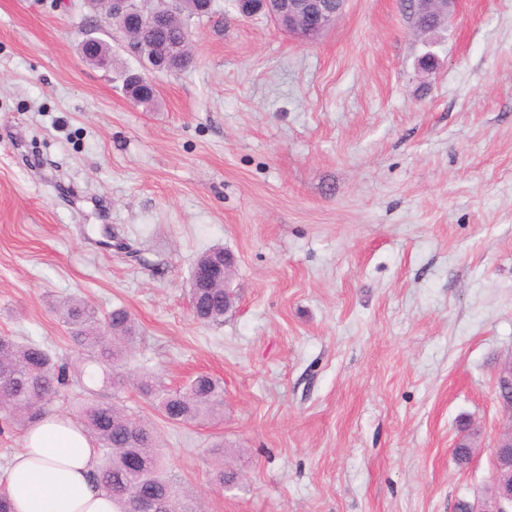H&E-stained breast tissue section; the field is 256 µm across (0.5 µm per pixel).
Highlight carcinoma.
Wrapping results in <instances>:
<instances>
[{
	"label": "carcinoma",
	"instance_id": "cac0c4a2",
	"mask_svg": "<svg viewBox=\"0 0 512 512\" xmlns=\"http://www.w3.org/2000/svg\"><path fill=\"white\" fill-rule=\"evenodd\" d=\"M198 0H185L182 13L157 26L147 25L141 33L151 42L171 46L181 38V25L198 13ZM137 104L152 108L157 95L142 87L126 86ZM194 316L203 323L224 318V289H190ZM68 338L78 354L94 370L80 374L91 382L122 386L121 369L136 342V325L122 307L99 314L84 300L65 299L59 306ZM72 364L49 348L34 342H20L0 334V419L8 423L35 421L62 395L72 379ZM136 388L172 423L200 422L224 413V387L206 374L196 376L181 390H172L154 374H145ZM73 416L87 431L97 448L94 480L112 498L116 512H135L141 499H151L162 512H187L185 487L169 471L159 451L153 428L135 421L114 402L72 398ZM214 455L219 464L218 480L237 483L239 474L224 469V449Z\"/></svg>",
	"mask_w": 512,
	"mask_h": 512
}]
</instances>
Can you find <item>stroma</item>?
I'll return each mask as SVG.
<instances>
[{"instance_id": "obj_1", "label": "stroma", "mask_w": 512, "mask_h": 512, "mask_svg": "<svg viewBox=\"0 0 512 512\" xmlns=\"http://www.w3.org/2000/svg\"><path fill=\"white\" fill-rule=\"evenodd\" d=\"M88 13L0 0V334L80 364L57 311L76 295L134 318L127 376L218 379L224 417L204 424L94 387L155 429L194 512L485 495L512 358V0H459L424 36L401 0H349L307 44L216 0L191 66L152 73L150 111L123 90L143 67L112 30V71L80 56ZM212 246L234 256L236 304L201 324L189 279Z\"/></svg>"}]
</instances>
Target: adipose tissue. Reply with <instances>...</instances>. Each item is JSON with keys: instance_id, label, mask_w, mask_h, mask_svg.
Masks as SVG:
<instances>
[{"instance_id": "adipose-tissue-1", "label": "adipose tissue", "mask_w": 512, "mask_h": 512, "mask_svg": "<svg viewBox=\"0 0 512 512\" xmlns=\"http://www.w3.org/2000/svg\"><path fill=\"white\" fill-rule=\"evenodd\" d=\"M97 450L81 425L52 414L31 426L0 484L14 512H115L92 474Z\"/></svg>"}]
</instances>
